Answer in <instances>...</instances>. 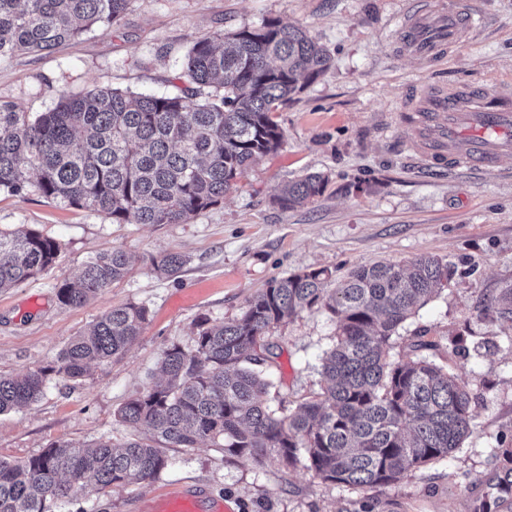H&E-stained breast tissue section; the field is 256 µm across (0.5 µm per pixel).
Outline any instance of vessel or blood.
<instances>
[{"mask_svg":"<svg viewBox=\"0 0 512 512\" xmlns=\"http://www.w3.org/2000/svg\"><path fill=\"white\" fill-rule=\"evenodd\" d=\"M479 25L467 0H417L400 25L399 50L421 61L442 58ZM402 121L413 127L410 151L429 169L450 166L473 171L495 167L512 154V91L475 84L433 90L413 97ZM155 512H229L223 499L205 500L177 487Z\"/></svg>","mask_w":512,"mask_h":512,"instance_id":"obj_1","label":"vessel or blood"}]
</instances>
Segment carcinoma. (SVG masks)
<instances>
[{
  "mask_svg": "<svg viewBox=\"0 0 512 512\" xmlns=\"http://www.w3.org/2000/svg\"><path fill=\"white\" fill-rule=\"evenodd\" d=\"M132 0H0V58L50 50L94 26L111 27ZM331 64L327 48L300 24L267 19L189 47L184 86L173 95L108 87L62 94L33 115L0 100V193H39L62 206L101 214L114 224H188L224 200L262 157L282 145L279 106L315 82ZM328 177L310 172L283 186L275 203L294 209L323 196ZM55 240L34 230L0 231V290L53 268ZM121 247L89 258L57 298L78 307L128 273ZM185 259L166 253L153 269L176 275ZM455 269L437 256L360 265L334 289L325 269L273 279L242 313L220 326L202 321L188 348L164 352V382L130 399L122 422L144 426L160 442L216 447L257 462L273 455L302 466L323 483L379 488L446 459L472 434L473 396L467 385L430 358L434 341H410L413 356L391 359L399 329ZM323 310L336 324L321 358L320 391L286 415L262 401L276 365L269 331L305 310ZM485 311L512 320V284ZM143 305L104 311L61 353L54 371L83 376L92 362L120 354L148 322ZM47 368L0 376V413L36 401ZM496 495L472 512L512 510V447L496 449ZM171 462L163 449L131 439L89 446L53 444L23 461L0 458V512H52V505L117 483L151 482Z\"/></svg>",
  "mask_w": 512,
  "mask_h": 512,
  "instance_id": "cac0c4a2",
  "label": "carcinoma"
}]
</instances>
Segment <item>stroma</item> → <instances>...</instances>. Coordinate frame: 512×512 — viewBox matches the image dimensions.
I'll list each match as a JSON object with an SVG mask.
<instances>
[{"instance_id":"1","label":"stroma","mask_w":512,"mask_h":512,"mask_svg":"<svg viewBox=\"0 0 512 512\" xmlns=\"http://www.w3.org/2000/svg\"><path fill=\"white\" fill-rule=\"evenodd\" d=\"M470 2L481 26L434 64L394 51L414 0H133L118 26L0 59V99L39 113L62 93L95 86L177 93L193 41L266 18L306 26L332 56L323 76L279 107L280 149L191 223L116 224L36 193L24 200L0 194V230L32 229L60 246L51 270L0 291V376L56 365L70 340L111 307L149 310L141 335L119 356L77 380L51 373L37 402L0 414V458L139 436L116 413L159 379L163 351L190 346L197 320L233 319L271 279L305 269L329 270L336 282L362 264L445 258L455 276L404 323L392 354L405 359L406 337L425 334L439 345L433 359L476 397L474 432L462 447L388 487L323 484L275 457L258 463L202 442L167 448L171 466L154 481L118 484L54 512H137L140 501L178 485L205 486L232 512H468L472 498L492 492L495 450L512 446V321L483 308L512 282V157L486 173L426 171L411 158L412 133L400 118L412 92L425 87H512V0ZM309 172L328 178L316 203L274 204L282 185ZM115 246L137 258L127 276L82 306L59 303L57 283ZM162 253L186 257L177 276L154 272L150 259ZM334 329L325 312L312 310L271 330L279 355L271 394L285 411L318 392L319 358Z\"/></svg>"}]
</instances>
